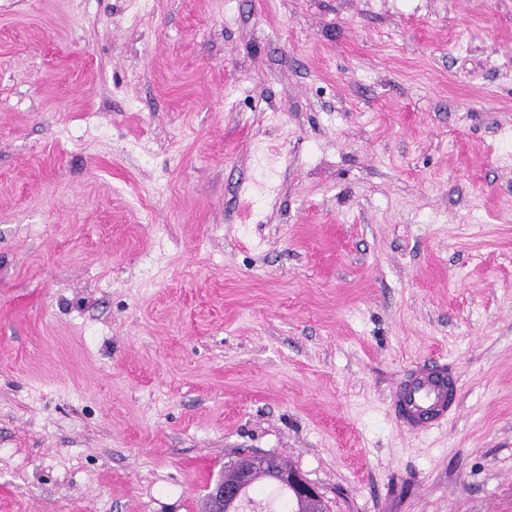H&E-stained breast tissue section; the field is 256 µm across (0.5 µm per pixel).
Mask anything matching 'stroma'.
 Listing matches in <instances>:
<instances>
[{
  "mask_svg": "<svg viewBox=\"0 0 512 512\" xmlns=\"http://www.w3.org/2000/svg\"><path fill=\"white\" fill-rule=\"evenodd\" d=\"M243 452L512 512V0H0V512H204ZM457 381L445 364L408 369L392 394L395 414L412 434L429 432L456 410Z\"/></svg>",
  "mask_w": 512,
  "mask_h": 512,
  "instance_id": "35a3bbf8",
  "label": "stroma"
}]
</instances>
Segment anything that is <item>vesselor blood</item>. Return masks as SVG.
Listing matches in <instances>:
<instances>
[{"mask_svg":"<svg viewBox=\"0 0 512 512\" xmlns=\"http://www.w3.org/2000/svg\"><path fill=\"white\" fill-rule=\"evenodd\" d=\"M457 377L444 365L405 371L392 394L397 417L409 432L420 435L447 422L453 411Z\"/></svg>","mask_w":512,"mask_h":512,"instance_id":"b4317fda","label":"vessel or blood"}]
</instances>
